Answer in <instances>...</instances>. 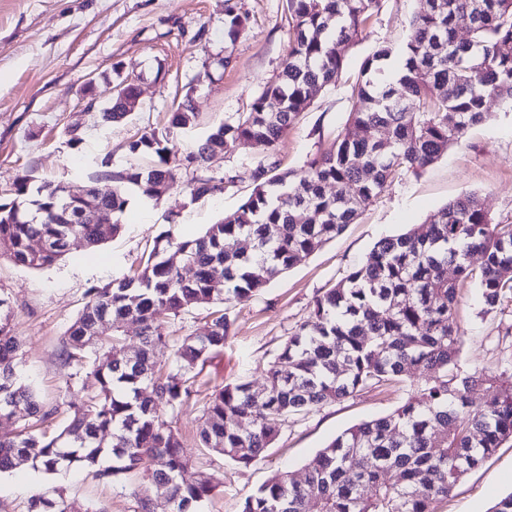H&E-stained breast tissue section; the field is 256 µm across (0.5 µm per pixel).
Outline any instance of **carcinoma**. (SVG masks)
Returning a JSON list of instances; mask_svg holds the SVG:
<instances>
[{"label": "carcinoma", "instance_id": "obj_1", "mask_svg": "<svg viewBox=\"0 0 512 512\" xmlns=\"http://www.w3.org/2000/svg\"><path fill=\"white\" fill-rule=\"evenodd\" d=\"M380 0H288L292 29L283 69L251 111L211 131L183 156L201 167L210 157L246 142L272 148L317 94L336 81L348 49L362 35ZM230 41L244 17L225 8ZM336 19L328 29L327 20ZM470 38L456 36L458 22ZM354 94L358 105L332 147L310 158L298 176L259 166L251 194L236 210L197 238L161 235L134 276L87 290L88 300L63 338L68 360L96 357L81 377L84 399L70 405L69 423L57 435L44 425L58 407L40 401L19 381L21 349L10 298L0 295V473L30 461L48 474L89 470L107 484L141 473L165 496L171 512H200L216 492L209 480L186 483L190 460L173 421L164 417L194 393V370L224 349L229 306L251 300L291 268L341 235L389 181L419 174L462 143L487 117V103L512 106V0H423L411 34L399 45L381 44L362 64ZM129 113L118 97L101 113L105 123ZM197 118L181 101L170 127ZM385 129L387 138L375 133ZM132 153L154 156L145 168L105 174L112 189L71 196L64 188L29 179L15 182V199L0 201V256L40 269L54 264L79 237L94 250L121 232L127 189L158 200L177 184L169 138L144 134ZM232 177L201 176L185 185L191 199L221 193ZM333 193H325L326 187ZM34 196L35 217L17 201ZM112 211V223L90 216ZM192 266L183 276L168 251ZM482 255L480 270L469 254ZM224 266L222 278L216 267ZM480 288L486 310L512 294V222L496 219L479 197H458L422 224L380 238L370 260L350 269L315 297L270 362L265 396L238 381L214 391L204 405L197 446L248 467L264 458L288 419L336 403L357 390L398 384L420 373L427 384L392 413L357 424L331 440L304 466V479L275 472L247 497L241 512H437L456 482L504 442L512 441V373L463 376L456 310L459 290ZM195 307L210 309L201 334L172 340L161 321ZM127 320L139 324L140 347L116 359ZM171 364L159 367L158 355ZM485 387L483 403L470 400ZM28 512H88L59 492L31 497Z\"/></svg>", "mask_w": 512, "mask_h": 512}]
</instances>
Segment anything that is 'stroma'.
I'll list each match as a JSON object with an SVG mask.
<instances>
[{"mask_svg": "<svg viewBox=\"0 0 512 512\" xmlns=\"http://www.w3.org/2000/svg\"><path fill=\"white\" fill-rule=\"evenodd\" d=\"M228 6L246 18L233 42L224 35ZM420 6V0H381L348 50L336 82L315 98L276 149L249 144L211 157L208 174L233 178L223 193L191 200L182 186L198 170L181 164L178 186L160 201L145 202L138 190H130L121 234L95 254L74 240L64 258L43 269L0 257V292L13 302L14 330L22 342L17 373L42 401L58 405L51 430L67 425L70 403L82 396L83 368L66 362L61 348L88 288L132 274L159 235L196 237L237 209L253 189L259 164L274 160L280 169L298 172L327 149L355 107L354 86L364 59L381 43L406 40ZM289 39L288 0H0V198L12 199L14 182L24 176L36 185L52 182L77 193L105 169L146 164V157L130 153V142L145 133H166L178 102L188 95L196 124L178 134L176 147L193 148L213 127L250 111L281 71ZM123 82L140 92L135 111L123 121L102 122L112 89ZM74 125L82 136L75 146L69 143ZM468 192L479 193L496 218L512 221V109L492 105L462 145L420 174L391 180L336 239L300 257L260 295L231 307L223 351L206 362L197 393L174 414L192 460L184 480L208 478L218 484L203 512H240L245 497L276 470L303 476L307 461L333 438L391 413L423 385L417 375L392 386H370L289 419L264 458L246 469L196 446V428L215 389L244 380L263 395L268 363L307 319L316 295L365 263L380 238L408 231ZM456 319L464 371L488 374L512 366L511 301L484 311L481 292L470 283L459 292ZM54 488L91 510L102 505L107 512H134L135 496L144 492L152 495L157 512H170L164 496L142 477L109 486L88 472L50 475L29 463L0 474V512H27L33 495ZM511 492L509 441L463 475L438 512H489Z\"/></svg>", "mask_w": 512, "mask_h": 512, "instance_id": "obj_1", "label": "stroma"}]
</instances>
